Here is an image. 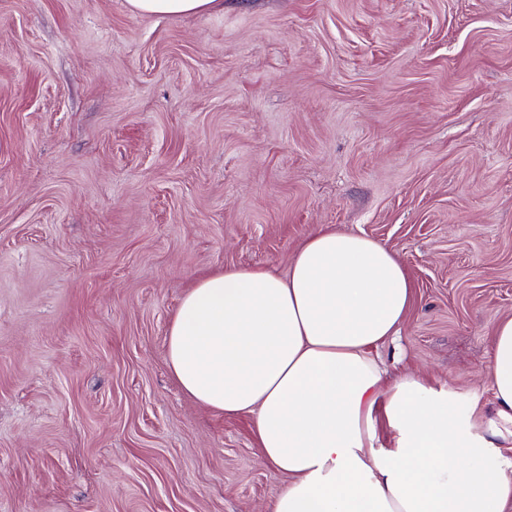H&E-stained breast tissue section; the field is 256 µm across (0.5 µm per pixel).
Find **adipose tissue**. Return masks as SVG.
<instances>
[{
    "label": "adipose tissue",
    "instance_id": "ef3b65f1",
    "mask_svg": "<svg viewBox=\"0 0 512 512\" xmlns=\"http://www.w3.org/2000/svg\"><path fill=\"white\" fill-rule=\"evenodd\" d=\"M198 15L221 0H128ZM414 288L378 241L318 225L286 275L199 276L167 332V363L200 405L248 414L262 461L286 482L268 512H512V317L494 321L490 396L387 378L373 355Z\"/></svg>",
    "mask_w": 512,
    "mask_h": 512
}]
</instances>
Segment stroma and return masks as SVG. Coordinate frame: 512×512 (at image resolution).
<instances>
[{"mask_svg":"<svg viewBox=\"0 0 512 512\" xmlns=\"http://www.w3.org/2000/svg\"><path fill=\"white\" fill-rule=\"evenodd\" d=\"M0 0V512H264L249 415L169 370L227 267L317 225L408 268L378 354L462 399L512 317V0ZM222 0H128L133 11L147 15H198L216 10Z\"/></svg>","mask_w":512,"mask_h":512,"instance_id":"obj_1","label":"stroma"}]
</instances>
